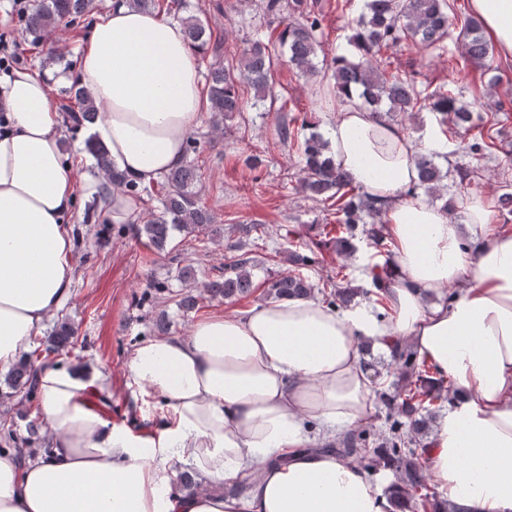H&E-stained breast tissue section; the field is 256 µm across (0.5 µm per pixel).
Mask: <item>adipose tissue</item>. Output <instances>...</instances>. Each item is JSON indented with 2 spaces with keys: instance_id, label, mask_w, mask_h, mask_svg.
I'll use <instances>...</instances> for the list:
<instances>
[{
  "instance_id": "ef3b65f1",
  "label": "adipose tissue",
  "mask_w": 512,
  "mask_h": 512,
  "mask_svg": "<svg viewBox=\"0 0 512 512\" xmlns=\"http://www.w3.org/2000/svg\"><path fill=\"white\" fill-rule=\"evenodd\" d=\"M498 51L512 57V0H470ZM198 51L179 22L113 0L83 48L77 80L101 104L90 129L113 166L147 184L179 166L206 105ZM0 368L19 360L41 325L68 302L74 281L70 218L76 190L117 224L136 204L99 178L76 185L47 78H0ZM331 155L383 204L393 247L381 317L372 301L338 309L284 298L240 315L194 321L186 336L148 339L127 363L132 384L170 410L143 445L80 399V372H38L47 451L19 464L0 453V512H388L393 474L374 480L354 460L307 452L313 429L334 437L369 423L376 386L359 343L412 346L450 382L453 403L425 450L440 498L466 512H512V232L487 228L482 196L462 220L410 195L418 149L404 128L375 122L354 102L336 111ZM287 457L284 465L272 464ZM179 461L210 485L166 494ZM238 478L247 497L217 491Z\"/></svg>"
}]
</instances>
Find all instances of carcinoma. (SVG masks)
<instances>
[{
  "instance_id": "cac0c4a2",
  "label": "carcinoma",
  "mask_w": 512,
  "mask_h": 512,
  "mask_svg": "<svg viewBox=\"0 0 512 512\" xmlns=\"http://www.w3.org/2000/svg\"><path fill=\"white\" fill-rule=\"evenodd\" d=\"M182 0H129L143 10L171 12L172 4ZM93 10V0H40L38 7L22 21L26 32L39 40L43 33L62 23L73 25ZM454 5L450 0H365V12L356 20L355 27L347 38L352 47V58H333V78L336 96L354 93L361 105L372 113L380 123L404 120L423 108L436 113L441 125L450 134L470 132L476 128L473 113L461 104L456 95L448 92L428 94L419 89L414 80L399 73L388 74L379 67L377 55L382 49L403 41L413 42L430 56H441L448 51V43L457 40L463 58L480 66L492 55V45L483 26L472 17L464 18L457 25L450 20ZM265 13L278 20L280 31L276 38L253 37L246 40V47L236 61L221 60L224 36L215 34L201 20L190 17L182 20L187 41L202 51H212L214 62L208 66L207 83L209 111L222 119H233L245 110V90L251 88L254 97L263 101L273 96L272 73L277 47H288V63L301 76L312 78L318 74L314 59L322 48L324 12L319 0H266ZM77 111L68 113V118L77 125L95 120L102 106L76 86L72 90ZM274 141L277 144L296 148L304 160L301 168V188L312 197L330 203L335 211L336 223L343 225L346 235L332 241L337 252L352 248L349 235L363 225L362 233L379 246L385 236L382 221L383 209L360 191L353 177L333 157L327 155L328 142L320 135L311 134L302 140L295 128L278 124ZM87 151L93 156L97 168L104 171L110 183L124 190L133 199L157 194L161 196L162 210L151 216L138 233L145 234L147 244L157 251L166 249L172 231L205 232L215 223V216L200 201L198 186L202 172L197 157L199 142L193 137L186 139L184 161L165 174L155 186H140L127 180L126 176L112 167L107 150L101 144L87 141ZM498 149L494 137L475 136L466 143L465 153L484 156ZM418 183L408 194L424 189L433 200H441V208L454 207V202L444 198L441 168L431 154L421 153L417 158ZM327 246L320 241L308 247V252H293L290 261L299 267H312L319 263L318 250ZM234 255L224 264V270L207 284V292L213 298L235 300L254 292L252 279V257L250 251L239 245L230 246ZM314 285L302 274L292 273L277 276L267 283L266 296L271 299L306 298L312 295ZM325 302L336 307H345L361 295L358 288L331 279L321 290ZM392 363L414 381L396 396L382 393L380 403L385 409L386 426L378 437L387 466L400 474L401 491L391 500L392 512H440L434 496L430 493L427 473L416 453L417 440L421 439L427 419L433 413L440 394L430 384L429 369L425 362L406 345L392 352ZM13 386L24 392L28 400L37 398L36 369L27 362L21 363L12 374ZM18 438L11 434L5 441L14 445L22 454L33 452V435ZM370 432L354 429L336 442L326 441L308 446V452H330L343 457L357 456L359 461L374 466L369 454Z\"/></svg>"
}]
</instances>
